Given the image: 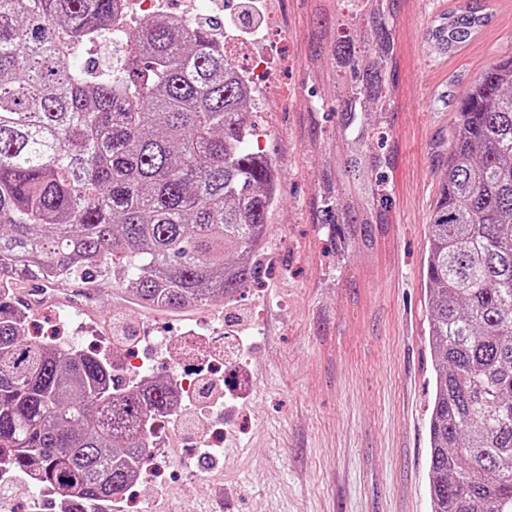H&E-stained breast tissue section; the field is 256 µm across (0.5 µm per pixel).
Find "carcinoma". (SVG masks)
Here are the masks:
<instances>
[{
  "label": "carcinoma",
  "mask_w": 512,
  "mask_h": 512,
  "mask_svg": "<svg viewBox=\"0 0 512 512\" xmlns=\"http://www.w3.org/2000/svg\"><path fill=\"white\" fill-rule=\"evenodd\" d=\"M397 0H354L331 46L344 137L336 232L370 247L393 164L370 131L395 112ZM120 0H0V453L68 512L120 499L173 417L167 378H115L111 359L25 337L10 288L112 270L116 290L177 313L231 300L257 276L278 177L251 147L252 100L212 26L157 14L119 67L80 50L114 31ZM477 9L433 36L460 47ZM423 284L435 360L432 512H512V52L453 115Z\"/></svg>",
  "instance_id": "cac0c4a2"
}]
</instances>
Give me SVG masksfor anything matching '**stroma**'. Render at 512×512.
I'll return each mask as SVG.
<instances>
[{"label":"stroma","instance_id":"1","mask_svg":"<svg viewBox=\"0 0 512 512\" xmlns=\"http://www.w3.org/2000/svg\"><path fill=\"white\" fill-rule=\"evenodd\" d=\"M469 0H400L396 113L388 148L393 208L372 250L344 245L325 211L341 156L330 49L336 0H269L271 75L251 119L279 179L256 281L183 314L127 302L111 279H76L29 310L32 336L98 347L123 316L139 357L167 374L183 337L238 335L254 388L232 411L229 466L172 459L145 495L166 512H431L429 416L434 355L423 286L426 230L453 112L490 62L512 51V0H478L486 18L448 50L435 26Z\"/></svg>","mask_w":512,"mask_h":512}]
</instances>
